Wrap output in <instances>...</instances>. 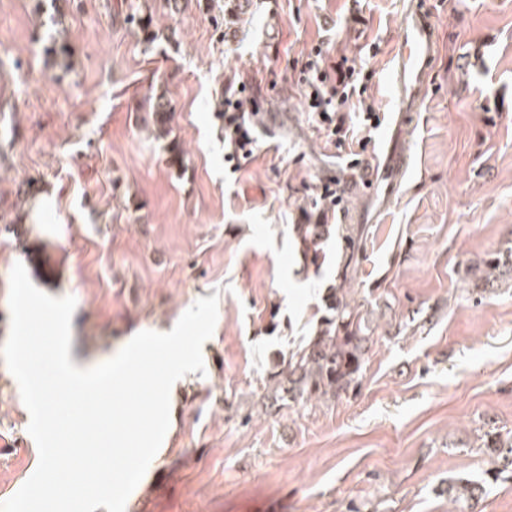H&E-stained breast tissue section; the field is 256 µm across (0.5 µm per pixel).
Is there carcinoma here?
Returning <instances> with one entry per match:
<instances>
[{
    "label": "carcinoma",
    "instance_id": "1",
    "mask_svg": "<svg viewBox=\"0 0 512 512\" xmlns=\"http://www.w3.org/2000/svg\"><path fill=\"white\" fill-rule=\"evenodd\" d=\"M156 118V136L170 133L172 112L167 99L159 95L152 104ZM296 231L299 251L306 264L318 269L323 254L320 243L328 233L324 224H298ZM338 284L328 288L326 305L330 315L325 317L308 344L289 354L280 369L268 378L267 392L273 402L293 400H322L341 396L354 386L360 377L372 337L365 334L366 324L359 306L347 301L343 290L347 274L337 275ZM485 494L481 484L457 479L448 481V496L456 503L472 504Z\"/></svg>",
    "mask_w": 512,
    "mask_h": 512
}]
</instances>
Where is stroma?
Here are the masks:
<instances>
[{
	"instance_id": "obj_1",
	"label": "stroma",
	"mask_w": 512,
	"mask_h": 512,
	"mask_svg": "<svg viewBox=\"0 0 512 512\" xmlns=\"http://www.w3.org/2000/svg\"><path fill=\"white\" fill-rule=\"evenodd\" d=\"M229 6L0 0V347L18 262L41 291L75 298L70 348L97 365L217 297L205 371L186 375L125 512H454L460 477L485 485L475 512H512V473L492 478L485 445L512 438V269L488 268L512 246V0H425L440 56L388 201L349 182L348 161L371 162L379 131L364 151L331 144L297 62L317 45L323 67L347 57L394 112L385 77L407 0ZM240 88L255 142L232 160L220 109ZM159 94L173 112L163 139ZM325 183L346 188L330 212ZM320 212L314 270L294 227ZM343 224L363 229L351 262ZM341 271L373 338L359 386L268 407L270 373L315 334ZM29 422L0 358V502L37 467Z\"/></svg>"
}]
</instances>
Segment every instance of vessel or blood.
<instances>
[{"mask_svg":"<svg viewBox=\"0 0 512 512\" xmlns=\"http://www.w3.org/2000/svg\"><path fill=\"white\" fill-rule=\"evenodd\" d=\"M438 51L434 26L423 0H412L403 17L397 53L386 75L399 111L420 110ZM377 160V165L367 170L356 169L354 174L355 181L370 190L376 189L379 173L389 174L403 169L406 164L405 158L391 148L381 149Z\"/></svg>","mask_w":512,"mask_h":512,"instance_id":"obj_1","label":"vessel or blood"}]
</instances>
